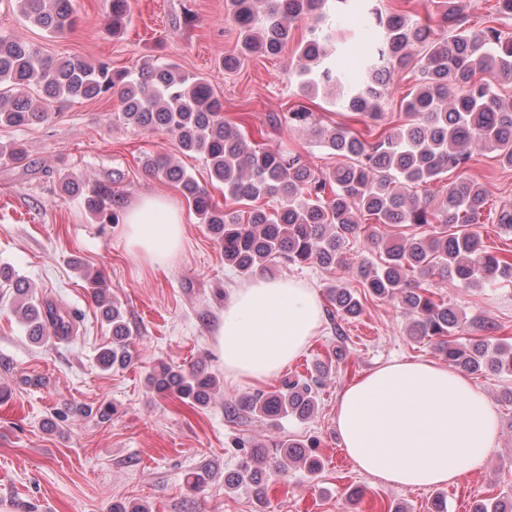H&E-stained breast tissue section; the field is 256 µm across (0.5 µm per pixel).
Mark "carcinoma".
<instances>
[{
  "label": "carcinoma",
  "mask_w": 512,
  "mask_h": 512,
  "mask_svg": "<svg viewBox=\"0 0 512 512\" xmlns=\"http://www.w3.org/2000/svg\"><path fill=\"white\" fill-rule=\"evenodd\" d=\"M325 2L230 0L241 40L238 53L224 58V68H235L240 58L253 53L279 54L291 39L294 21H326ZM335 2L336 27L374 15L375 28L359 51L355 68L345 73L327 61L319 39L300 43L303 92L331 86L336 104L377 121L389 95L387 77L415 47L419 77L415 92L402 104L407 123L366 134L339 125L315 129L324 147L348 159L327 172L311 169L297 152L249 143L238 124L224 117L223 102L198 76L150 59L135 70L94 66L76 57L55 59L19 37L0 36V125L25 127L49 118L50 112L33 103L28 93L33 85L41 88L47 102L115 93L121 102L119 122L134 130L166 132L183 152L206 161L211 179L224 185V197L248 206L234 210L220 205L165 154H150L143 161L147 172L181 190L189 209L224 251V264L240 276L269 271L281 262L340 269L346 264L345 246L362 234L381 249L379 263L364 261L358 266L362 286L414 313L411 335L436 341L438 353L468 374L512 375V342L492 337L497 327L491 322L486 326L491 337L460 341L458 313L447 302L436 301L431 291L437 280L471 289L512 282V250H487L474 229L488 202L487 188L459 175L448 182L445 196L435 206L407 190L464 169L477 148L495 153L503 167L512 168V99L502 97L496 87L498 82L512 84V37L503 36L493 18L482 28L466 25L459 0H438L441 24L449 32L445 40L431 38L428 23L412 24L397 14L382 19L371 0ZM14 3L24 18L54 35L63 36L77 24L72 0ZM107 10L112 34L124 33L129 0H108ZM485 74L496 82L483 78ZM269 122L276 127L306 126L312 124V113L304 107L292 109ZM24 160L22 145H0L1 163ZM120 178L117 172L111 182L96 181L86 189V207L103 224L116 221L114 206L120 200L112 185ZM263 198L275 205L252 206ZM364 216L375 224L360 223ZM496 218L500 229L512 232L511 201L497 204ZM391 224H415L421 232L401 240L378 237L379 228ZM92 284L94 302L112 332V344L100 351L98 362L105 370L122 368L131 361L132 329L120 304L100 288L101 277ZM327 296L344 320L363 312L356 292L339 280L328 287ZM17 311L26 334L35 341L74 336L75 320L55 305L24 299ZM344 356L345 348L338 346L314 364L311 377L299 375L278 387L258 390L227 404L224 411L257 416L272 428L288 417L306 420L317 409L320 386ZM147 382L155 394L175 396L193 406L208 404L216 386L215 377L202 365L185 371L162 363L147 375ZM275 456L274 460L264 448L253 446L239 468L224 476V487L248 488L263 503L269 481L285 473L289 463H300L311 474L321 468L304 442L281 443ZM471 512H512V498L480 500Z\"/></svg>",
  "instance_id": "cac0c4a2"
}]
</instances>
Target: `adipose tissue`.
<instances>
[{"instance_id": "1", "label": "adipose tissue", "mask_w": 512, "mask_h": 512, "mask_svg": "<svg viewBox=\"0 0 512 512\" xmlns=\"http://www.w3.org/2000/svg\"><path fill=\"white\" fill-rule=\"evenodd\" d=\"M127 249L163 268L185 244L181 212L144 195L126 210ZM316 289L294 278L256 277L234 288L217 331L224 374L235 382L275 377L318 335ZM340 446L363 472L411 488L444 486L481 465L497 445L496 413L463 372L425 361H394L341 393L334 418Z\"/></svg>"}]
</instances>
